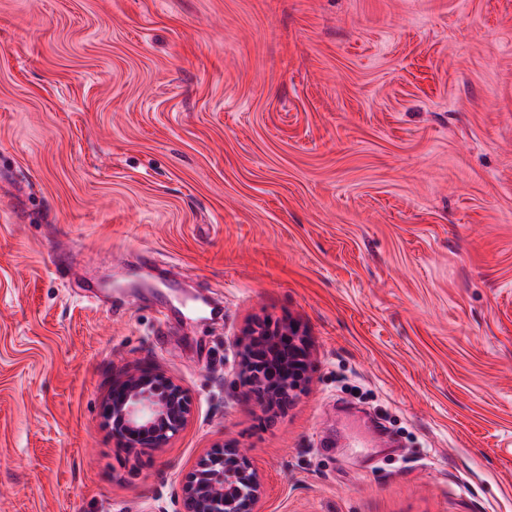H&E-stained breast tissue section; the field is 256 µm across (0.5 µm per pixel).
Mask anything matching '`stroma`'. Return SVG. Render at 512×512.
<instances>
[{
    "label": "stroma",
    "mask_w": 512,
    "mask_h": 512,
    "mask_svg": "<svg viewBox=\"0 0 512 512\" xmlns=\"http://www.w3.org/2000/svg\"><path fill=\"white\" fill-rule=\"evenodd\" d=\"M136 368L160 451L102 423ZM222 442L259 512H512V0H0V512H181ZM262 323L257 322L253 326L245 329L242 332L243 338L238 343L237 356L239 358L238 364L240 367V381L247 391L257 395L259 398L264 397V385L258 381L260 379L264 382L270 383L275 378L277 373L276 366L264 361L260 358L275 360L282 366V373L279 379V390L277 396L280 399V406L287 405L295 395V391L299 387V381L291 376L290 365L293 359L295 348L304 349L307 343L303 339L301 330L291 320L284 321V328L281 329V335L288 336V353L281 350V344L277 340H267L258 338V336H265L260 334L261 329L259 326ZM284 336H269L271 338L281 339ZM296 339L299 344L296 343ZM257 356L255 361L251 364L252 379L250 376L247 363ZM288 365V366H287ZM193 398L158 370H134L114 380L103 403L104 425L129 450L166 448L190 424Z\"/></svg>",
    "instance_id": "obj_1"
}]
</instances>
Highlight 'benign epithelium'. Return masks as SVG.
Masks as SVG:
<instances>
[{
	"instance_id": "benign-epithelium-1",
	"label": "benign epithelium",
	"mask_w": 512,
	"mask_h": 512,
	"mask_svg": "<svg viewBox=\"0 0 512 512\" xmlns=\"http://www.w3.org/2000/svg\"><path fill=\"white\" fill-rule=\"evenodd\" d=\"M281 334L288 337V352L276 340L260 338L259 324L245 329L238 343L240 381L247 391L264 397V385L250 376L247 363L257 356L282 366L277 396L288 404L299 387L291 376L294 350L307 347L301 330L291 320ZM193 398L179 382L158 370H134L114 380L103 403L104 425L126 448L167 447L190 424ZM184 512H257L265 494L259 472L251 467L245 451L217 445L196 460L181 480Z\"/></svg>"
}]
</instances>
